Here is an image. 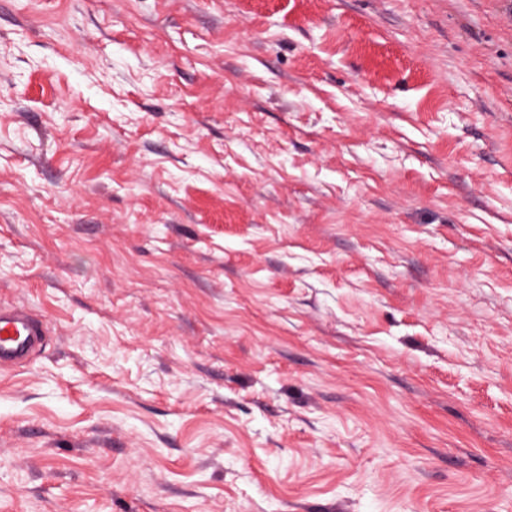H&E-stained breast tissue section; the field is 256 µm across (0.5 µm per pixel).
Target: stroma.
<instances>
[{
  "label": "stroma",
  "mask_w": 512,
  "mask_h": 512,
  "mask_svg": "<svg viewBox=\"0 0 512 512\" xmlns=\"http://www.w3.org/2000/svg\"><path fill=\"white\" fill-rule=\"evenodd\" d=\"M0 512H512V0H0ZM39 325L23 307H0V363L8 365L26 359L34 348Z\"/></svg>",
  "instance_id": "1"
}]
</instances>
